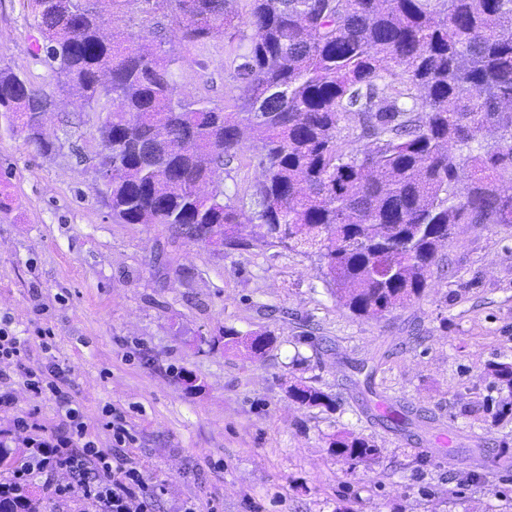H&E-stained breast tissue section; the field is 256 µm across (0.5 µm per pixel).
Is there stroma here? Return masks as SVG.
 I'll return each mask as SVG.
<instances>
[{
    "label": "stroma",
    "mask_w": 512,
    "mask_h": 512,
    "mask_svg": "<svg viewBox=\"0 0 512 512\" xmlns=\"http://www.w3.org/2000/svg\"><path fill=\"white\" fill-rule=\"evenodd\" d=\"M37 31L26 0H0V64L54 94L41 151L0 120V319L29 340L31 366L58 364L81 422L111 450L107 411L134 437L126 450L154 492V512L196 501L217 512H512V421L486 411L497 398L487 366L512 359V224H460L439 250L415 302L372 319L342 307L317 254L270 245L243 224L241 248L174 237L160 224H116L90 158L95 118L57 92L28 47ZM247 45L234 29L197 45L169 42L179 93L230 103L232 61ZM254 139L219 170L227 196L249 202L261 171ZM50 329V347L36 331ZM269 331L265 353L227 348L224 329ZM377 360L382 402L363 406L346 375ZM306 382L340 407L288 395ZM0 413L12 450L26 452L15 417L36 412L48 433L61 417L0 362ZM420 411L395 432L381 406ZM350 430L383 454L357 463L329 440Z\"/></svg>",
    "instance_id": "stroma-1"
}]
</instances>
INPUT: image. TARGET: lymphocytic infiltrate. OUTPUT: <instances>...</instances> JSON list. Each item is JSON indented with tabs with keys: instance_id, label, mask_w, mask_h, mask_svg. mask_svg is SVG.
I'll list each match as a JSON object with an SVG mask.
<instances>
[{
	"instance_id": "obj_1",
	"label": "lymphocytic infiltrate",
	"mask_w": 512,
	"mask_h": 512,
	"mask_svg": "<svg viewBox=\"0 0 512 512\" xmlns=\"http://www.w3.org/2000/svg\"><path fill=\"white\" fill-rule=\"evenodd\" d=\"M14 363L16 374L38 396L51 394L65 411L68 430L47 434L35 413L17 417L15 427L26 432L29 452L8 481L0 482V497L15 495L29 487L34 478L44 476L49 499L75 496L78 512H153L154 494L148 493L138 469L131 467L123 450L132 441L120 414H113L107 426L112 431V449H99L80 422L78 408L72 406L61 387L59 371L44 372L28 364L26 339L0 326V361ZM67 472L71 483L53 484V472Z\"/></svg>"
}]
</instances>
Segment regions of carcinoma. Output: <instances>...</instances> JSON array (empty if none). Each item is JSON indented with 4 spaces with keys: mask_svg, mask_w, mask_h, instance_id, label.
I'll list each match as a JSON object with an SVG mask.
<instances>
[{
    "mask_svg": "<svg viewBox=\"0 0 512 512\" xmlns=\"http://www.w3.org/2000/svg\"><path fill=\"white\" fill-rule=\"evenodd\" d=\"M137 1L151 11L169 3L183 44L250 30L234 58L243 89L235 111L180 96L163 46L103 34ZM236 2L27 0L41 37L33 56L98 114L102 165L121 172L105 182L113 221L179 224L211 246H241L228 232L258 224L273 246L316 250L332 293L367 319L428 288L457 225L512 224V193L502 190L512 184V0H249L244 17ZM54 104L0 66V117L12 134L49 149L34 126ZM244 121L262 170L250 211L219 185L199 193L242 151ZM489 369L506 393L493 418L512 415V362ZM288 394L338 405L302 383ZM381 418L396 431L412 425L408 410ZM331 448L357 462L383 453L351 433ZM22 500L0 502V512H44L30 492Z\"/></svg>",
    "mask_w": 512,
    "mask_h": 512,
    "instance_id": "carcinoma-1",
    "label": "carcinoma"
}]
</instances>
